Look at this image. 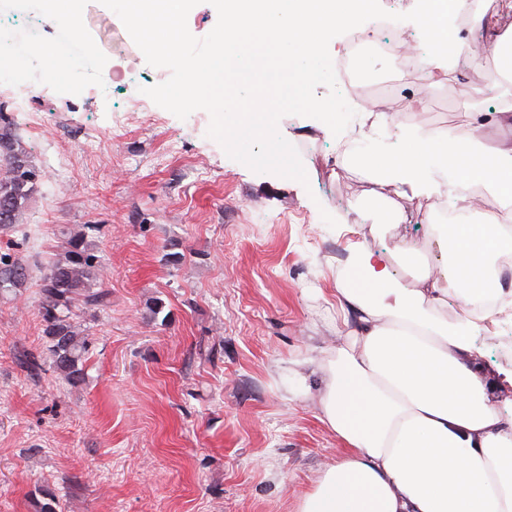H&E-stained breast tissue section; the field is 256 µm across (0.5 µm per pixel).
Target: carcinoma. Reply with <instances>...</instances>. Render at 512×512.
Listing matches in <instances>:
<instances>
[{
    "mask_svg": "<svg viewBox=\"0 0 512 512\" xmlns=\"http://www.w3.org/2000/svg\"><path fill=\"white\" fill-rule=\"evenodd\" d=\"M42 175L32 164L11 122L0 116V228L23 222ZM27 267L10 254H0V289L17 288L27 279ZM43 333L50 343V367L72 383L83 378L79 366L86 350L76 317L93 315L111 304L105 267L95 245L83 232L71 234L63 255L44 267L40 284Z\"/></svg>",
    "mask_w": 512,
    "mask_h": 512,
    "instance_id": "cac0c4a2",
    "label": "carcinoma"
}]
</instances>
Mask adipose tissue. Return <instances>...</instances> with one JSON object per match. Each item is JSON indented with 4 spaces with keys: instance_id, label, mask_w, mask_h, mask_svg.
<instances>
[{
    "instance_id": "ef3b65f1",
    "label": "adipose tissue",
    "mask_w": 512,
    "mask_h": 512,
    "mask_svg": "<svg viewBox=\"0 0 512 512\" xmlns=\"http://www.w3.org/2000/svg\"><path fill=\"white\" fill-rule=\"evenodd\" d=\"M459 0H423L418 25L432 69L452 75L460 47L448 20ZM372 125L394 126L386 148L355 151L371 176L396 177L406 198L454 201L457 189L493 182L512 206V145L485 151L453 147L444 133L425 135L366 112ZM448 248L443 276L422 268L413 249L403 262L411 285L389 256L356 247L339 303L351 315L333 356L322 365L320 419L343 449L302 498L299 512H512V415L493 405L472 355L481 332L471 316L498 325L512 309L497 256L512 252V235L490 210L478 221L437 225ZM462 283L468 314L441 313L448 286Z\"/></svg>"
}]
</instances>
